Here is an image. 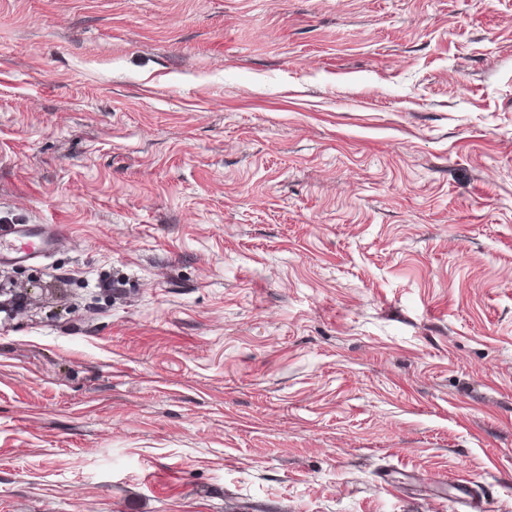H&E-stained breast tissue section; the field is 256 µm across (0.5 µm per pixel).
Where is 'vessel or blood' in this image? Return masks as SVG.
<instances>
[{
    "mask_svg": "<svg viewBox=\"0 0 512 512\" xmlns=\"http://www.w3.org/2000/svg\"><path fill=\"white\" fill-rule=\"evenodd\" d=\"M62 224H11L0 227V260L27 263L45 257L64 236Z\"/></svg>",
    "mask_w": 512,
    "mask_h": 512,
    "instance_id": "b4317fda",
    "label": "vessel or blood"
}]
</instances>
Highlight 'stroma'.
Wrapping results in <instances>:
<instances>
[{"label":"stroma","mask_w":512,"mask_h":512,"mask_svg":"<svg viewBox=\"0 0 512 512\" xmlns=\"http://www.w3.org/2000/svg\"><path fill=\"white\" fill-rule=\"evenodd\" d=\"M0 512H512V0H0ZM66 234L64 224H11L0 227V261L27 263L45 257Z\"/></svg>","instance_id":"35a3bbf8"}]
</instances>
